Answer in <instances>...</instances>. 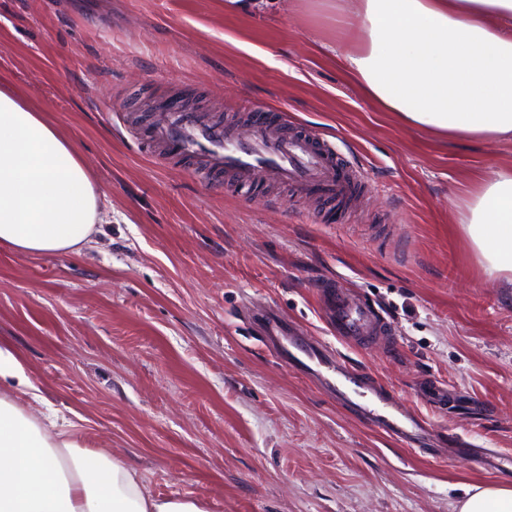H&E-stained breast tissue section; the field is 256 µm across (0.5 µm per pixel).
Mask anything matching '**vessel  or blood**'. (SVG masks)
<instances>
[{
  "mask_svg": "<svg viewBox=\"0 0 512 512\" xmlns=\"http://www.w3.org/2000/svg\"><path fill=\"white\" fill-rule=\"evenodd\" d=\"M138 141L154 147L158 157L186 158L204 179L221 174L234 185L266 180L289 192L320 202L346 200L364 181L363 173L341 155L321 145L306 129L292 128L288 116L253 108L245 128L171 100L160 106L148 124L136 129ZM338 337L348 341L382 337L384 324L367 300L338 294L327 305ZM302 363L319 368L326 387L363 416L402 441L417 444L427 433L426 423L413 412L386 398L374 383L351 388L344 369L328 348L307 343L300 349Z\"/></svg>",
  "mask_w": 512,
  "mask_h": 512,
  "instance_id": "obj_1",
  "label": "vessel or blood"
}]
</instances>
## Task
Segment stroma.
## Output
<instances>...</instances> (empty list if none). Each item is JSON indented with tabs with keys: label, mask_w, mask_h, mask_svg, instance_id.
<instances>
[{
	"label": "stroma",
	"mask_w": 512,
	"mask_h": 512,
	"mask_svg": "<svg viewBox=\"0 0 512 512\" xmlns=\"http://www.w3.org/2000/svg\"><path fill=\"white\" fill-rule=\"evenodd\" d=\"M327 0H0V76L71 141L107 221L78 254L0 245V345L92 448L154 495L205 512H454L512 479V283L486 278L453 222L512 142L441 141L377 111L333 52ZM171 98L215 116L268 107L351 156L360 203L333 210L228 188L118 133ZM366 298L387 338L328 323ZM280 345L316 342L430 427L418 446L336 402Z\"/></svg>",
	"instance_id": "35a3bbf8"
}]
</instances>
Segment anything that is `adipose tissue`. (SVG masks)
<instances>
[{
  "label": "adipose tissue",
  "instance_id": "1",
  "mask_svg": "<svg viewBox=\"0 0 512 512\" xmlns=\"http://www.w3.org/2000/svg\"><path fill=\"white\" fill-rule=\"evenodd\" d=\"M340 61L381 112L450 141H512V0H357ZM102 199L72 143L0 87V244L19 255L80 251ZM454 221L489 280L512 282V166L479 175ZM22 360L0 347V512H204L155 496L120 459L60 429ZM457 512H512V482L467 488Z\"/></svg>",
  "mask_w": 512,
  "mask_h": 512
}]
</instances>
